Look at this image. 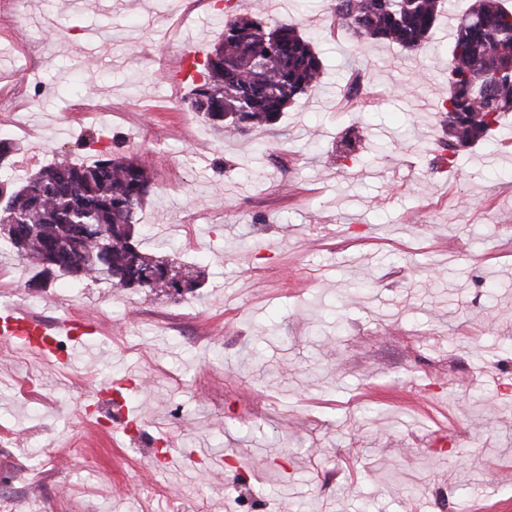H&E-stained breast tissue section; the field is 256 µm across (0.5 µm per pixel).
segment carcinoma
Segmentation results:
<instances>
[{
	"label": "carcinoma",
	"mask_w": 512,
	"mask_h": 512,
	"mask_svg": "<svg viewBox=\"0 0 512 512\" xmlns=\"http://www.w3.org/2000/svg\"><path fill=\"white\" fill-rule=\"evenodd\" d=\"M445 0H333L337 24L357 37L424 49ZM191 67L202 83L189 107L218 133L240 136L274 126L286 109L320 87L323 62L295 23L278 22L255 7L224 21V35L203 62ZM448 119L443 162L452 168L461 149L485 141L512 112V10L502 0H476L458 19L448 55ZM0 181V237L20 261L71 279L111 281L114 288H145L179 299L201 287L202 271L162 255L174 249L158 239L151 253L142 241L151 229L136 215L153 187L150 171L110 149L91 164L59 154L18 188Z\"/></svg>",
	"instance_id": "carcinoma-1"
}]
</instances>
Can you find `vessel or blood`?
<instances>
[{"instance_id": "vessel-or-blood-1", "label": "vessel or blood", "mask_w": 512, "mask_h": 512, "mask_svg": "<svg viewBox=\"0 0 512 512\" xmlns=\"http://www.w3.org/2000/svg\"><path fill=\"white\" fill-rule=\"evenodd\" d=\"M99 330L98 323L93 320L67 317L47 325L18 306L0 310V340H20L28 352L47 361L56 355L51 343L53 337L68 336L77 340Z\"/></svg>"}]
</instances>
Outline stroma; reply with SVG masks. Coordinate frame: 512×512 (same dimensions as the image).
<instances>
[{"mask_svg":"<svg viewBox=\"0 0 512 512\" xmlns=\"http://www.w3.org/2000/svg\"><path fill=\"white\" fill-rule=\"evenodd\" d=\"M266 2L182 24L184 0H0L17 105L0 104V134L31 129L46 164L95 161L98 134L150 168L141 223L205 273L174 300L46 277L0 242V309L103 326L64 367L0 349L12 512H512V112L492 147L440 162L444 61L474 0H452L417 53L336 27L328 0H278L271 18L314 37L324 83L227 139L172 64Z\"/></svg>","mask_w":512,"mask_h":512,"instance_id":"stroma-1","label":"stroma"}]
</instances>
